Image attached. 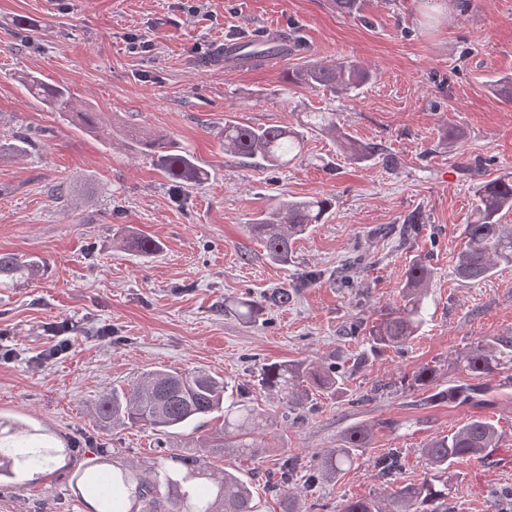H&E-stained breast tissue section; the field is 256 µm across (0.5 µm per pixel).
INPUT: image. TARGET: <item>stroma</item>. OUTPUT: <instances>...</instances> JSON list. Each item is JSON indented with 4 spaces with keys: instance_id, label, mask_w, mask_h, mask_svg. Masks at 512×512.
I'll use <instances>...</instances> for the list:
<instances>
[{
    "instance_id": "obj_1",
    "label": "stroma",
    "mask_w": 512,
    "mask_h": 512,
    "mask_svg": "<svg viewBox=\"0 0 512 512\" xmlns=\"http://www.w3.org/2000/svg\"><path fill=\"white\" fill-rule=\"evenodd\" d=\"M184 0H0V137L38 135L25 156L0 158V252L36 255L48 265L30 283L0 285V418L38 430L60 456L39 479L0 487V512H92L79 474L159 456L147 427H103L91 407L112 387L164 366L200 369L244 392L275 424L263 449L228 455L227 470L247 481L259 512H280L264 475L284 453L312 460L336 447L353 423L373 428L356 464L304 496L302 512H333L337 503L375 495L374 460L405 449L402 479L423 476L418 450L472 415L502 431L484 460L461 458L453 512H512L491 506L490 490L512 487V389L482 406L422 403L401 380L420 365L442 381L464 375L456 354L485 337L512 331V268L479 283L458 280L454 257L476 183L512 173V102L493 85L512 75V0H365L360 15L337 13L330 0H204L200 14ZM146 48L129 53L130 38ZM278 40L284 55L228 68L232 39ZM361 63L373 79L358 96L286 89L288 68L336 59ZM32 73L71 89L98 112L140 134L162 132L187 147L208 171L206 183L174 187L118 135L104 138L63 120L33 100L19 77ZM335 109L344 132L379 142L395 157L354 163L320 133L304 134L301 158L272 170L226 156L225 120L293 126L298 113ZM459 131L455 143L444 129ZM477 161L465 172L461 158ZM64 185V200L51 190ZM328 196L325 223L298 240L288 264L271 262L248 231L277 199ZM421 211L412 240L404 217ZM160 245L146 255L122 247L117 230ZM363 261L351 285L335 271L352 249ZM432 268L430 306L421 334L404 352L370 351L353 320L375 324L399 301L413 260ZM317 278L256 323L226 315L224 303L287 288L307 272ZM69 325L71 350L48 360L49 324ZM328 359L348 374L347 391L312 393L314 409L282 420L284 404L258 384L262 366ZM388 382L387 394L363 396Z\"/></svg>"
}]
</instances>
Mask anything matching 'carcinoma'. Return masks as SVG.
<instances>
[{"label":"carcinoma","mask_w":512,"mask_h":512,"mask_svg":"<svg viewBox=\"0 0 512 512\" xmlns=\"http://www.w3.org/2000/svg\"><path fill=\"white\" fill-rule=\"evenodd\" d=\"M372 72L355 61L332 64L309 63L289 69L286 83L292 87H322L333 95L349 96L368 83ZM21 86L42 105L65 120H76L90 130H98L97 113L79 101L69 89L26 75ZM300 124L319 130L340 144L346 157L355 162L375 159L384 151L378 143L360 144L340 131L336 113L314 110L302 115ZM170 180L186 186H198L207 176L193 153L177 141L156 134L135 136ZM224 154L240 160H256L268 167L287 164L301 152L303 134L289 127L252 126L234 120L224 121ZM37 147L34 136L26 131L11 135V142L0 143L15 155ZM332 207L327 196L308 199H281L270 211L248 225L249 233L260 242L267 257L288 263L293 244L313 225L321 224ZM512 212V179L499 177L482 181L474 190V205L464 227V242L458 250L454 270L458 279L471 283L484 281L500 266H512V224L502 223ZM423 228L421 213L405 218L402 236H418ZM47 271L46 262L36 256L0 253V280L28 282ZM430 266L417 260L406 272L399 303L382 310L381 318L369 328L367 342L374 351L394 348L403 351L427 321ZM262 302L243 298L235 313L246 321L263 312ZM456 364L466 373L468 382L439 384L436 367L422 365L414 370L408 388L426 394L428 404L479 403L490 390L512 387V335L485 337L457 354ZM260 385L282 395L288 408H307L308 391L343 394L345 371L334 363L277 362L264 367ZM224 380L203 370L175 371L157 369L141 374L126 388L114 387L95 400L93 411L104 426H146L166 436L198 429L204 418L224 410V427L205 439L201 448L186 455L170 448L144 467L117 464L112 472H97L86 480V489L94 496V512H258L246 483L234 473L213 464L231 449L240 455L255 457L261 446L257 433L262 418L246 402L225 398ZM10 426L12 438L0 440V482L15 478L18 472L37 473L49 465L59 449L30 438L25 425L0 421ZM373 427L355 423L347 428L341 443L315 456L307 464L298 455L285 456L266 477L268 492L283 498V512H299L289 485L305 473L304 488L336 477L357 460L369 445ZM501 433L495 425L478 415L470 417L457 430L435 436L420 449L430 473L419 480L397 481L402 470V449L393 448L374 463L376 477L386 486L380 497L351 498L336 504V512H450L448 494L453 474L449 469L462 457L484 459L499 447Z\"/></svg>","instance_id":"obj_1"}]
</instances>
